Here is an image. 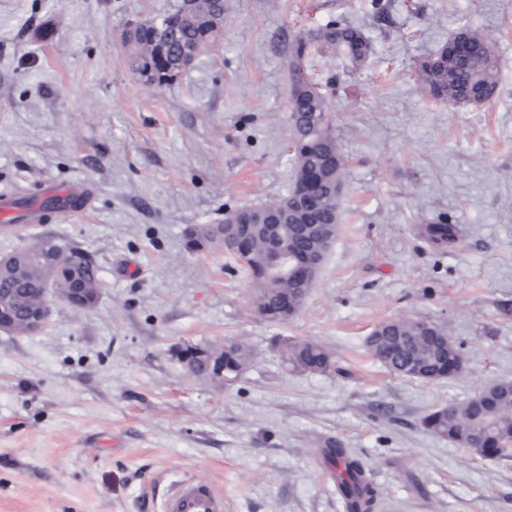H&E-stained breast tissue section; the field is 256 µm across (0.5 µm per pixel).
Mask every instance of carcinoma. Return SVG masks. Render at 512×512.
Wrapping results in <instances>:
<instances>
[{
    "label": "carcinoma",
    "instance_id": "carcinoma-1",
    "mask_svg": "<svg viewBox=\"0 0 512 512\" xmlns=\"http://www.w3.org/2000/svg\"><path fill=\"white\" fill-rule=\"evenodd\" d=\"M229 24L226 0H202L192 14L173 13L158 20L159 31L129 32L123 42L133 50V61L140 76L149 85H162L182 72L184 53L205 47L206 39L219 37L214 22ZM466 48L456 49L450 39L432 55L415 62L416 81L431 97L458 106H480L494 98L500 65L492 38L477 29L461 30ZM330 48L341 53L353 66L362 65L374 52L363 31L341 21H331L313 32L295 36L288 46L290 70L289 122L296 177L293 191L306 189L314 179L317 190L307 197L308 221L311 224H336L343 201L330 194L334 182L346 181V162L330 132L333 107L330 97L305 73L303 60L313 47ZM235 252L253 280L257 312L268 320L286 322L302 308L312 285L299 283L285 272L272 270L268 245L261 227L251 224L240 211L232 212ZM417 234L439 249L458 242L457 228L445 222L419 224ZM223 236V228L206 230L190 241L196 250ZM279 236L289 243L291 253L300 259L308 253L310 243L303 240L297 226L282 223ZM39 244L23 246L29 255L27 272L3 281L0 290L14 296L19 303L32 299L41 258L33 253ZM82 269L85 283L99 287L96 269L83 265V259L70 255L64 259L63 271ZM367 352L390 372L410 380L434 382L459 372L466 363L461 344L448 329L420 318L403 317L377 325L365 339ZM275 349L284 367L292 372L343 373L334 353L313 340L283 336ZM251 351L241 339L224 340V380L229 386L247 369ZM426 430L462 447L472 448L484 456L487 448L512 444V382L494 383L459 404L441 406L424 416ZM318 447L330 466L331 477L341 496L345 512H375L378 493L367 478L363 462L351 455L338 440L325 439Z\"/></svg>",
    "mask_w": 512,
    "mask_h": 512
}]
</instances>
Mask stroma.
<instances>
[{
  "instance_id": "1",
  "label": "stroma",
  "mask_w": 512,
  "mask_h": 512,
  "mask_svg": "<svg viewBox=\"0 0 512 512\" xmlns=\"http://www.w3.org/2000/svg\"><path fill=\"white\" fill-rule=\"evenodd\" d=\"M178 0H0V190L84 189L82 213L0 231V253L54 238L101 288L56 302L31 335L0 333V512H160L171 486L211 483L224 512H345L316 443L343 441L379 512H512V458L488 460L422 425L438 406L512 380V0H229L232 23L177 78L146 86L121 40ZM332 20L361 27L359 67L305 60L334 84L348 177L336 240L301 311L260 317L237 257L187 232L287 196L294 160L288 42ZM487 32L495 98L451 106L414 77L462 26ZM457 225L440 251L416 225ZM400 316L449 328L467 362L436 381L367 352ZM318 341L341 374L291 373L273 339ZM244 339L230 387L189 375L183 343Z\"/></svg>"
}]
</instances>
